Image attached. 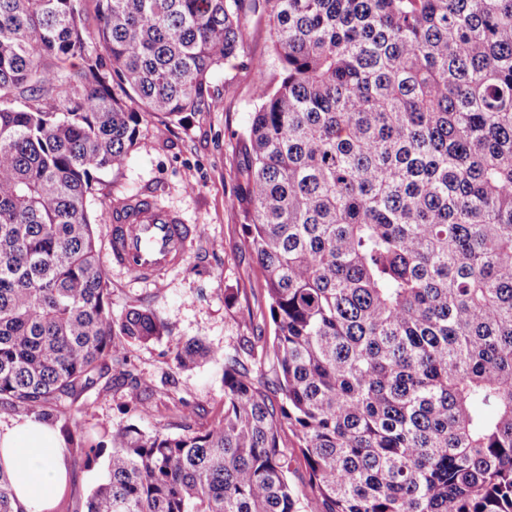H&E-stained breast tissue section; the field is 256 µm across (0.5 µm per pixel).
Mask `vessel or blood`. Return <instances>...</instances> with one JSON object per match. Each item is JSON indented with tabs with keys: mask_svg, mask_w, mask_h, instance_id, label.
Instances as JSON below:
<instances>
[{
	"mask_svg": "<svg viewBox=\"0 0 512 512\" xmlns=\"http://www.w3.org/2000/svg\"><path fill=\"white\" fill-rule=\"evenodd\" d=\"M110 257L129 274L161 282L184 257L199 227L183 223L174 212L148 197L130 199L127 210L111 212L108 224Z\"/></svg>",
	"mask_w": 512,
	"mask_h": 512,
	"instance_id": "obj_1",
	"label": "vessel or blood"
}]
</instances>
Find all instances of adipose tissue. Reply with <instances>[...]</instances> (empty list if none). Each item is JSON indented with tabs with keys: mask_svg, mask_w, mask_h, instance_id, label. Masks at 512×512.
<instances>
[{
	"mask_svg": "<svg viewBox=\"0 0 512 512\" xmlns=\"http://www.w3.org/2000/svg\"><path fill=\"white\" fill-rule=\"evenodd\" d=\"M59 430L31 418L0 422V465L11 476L16 512H45L49 492L66 479Z\"/></svg>",
	"mask_w": 512,
	"mask_h": 512,
	"instance_id": "obj_1",
	"label": "adipose tissue"
}]
</instances>
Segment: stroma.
Listing matches in <instances>:
<instances>
[{"label": "stroma", "instance_id": "obj_1", "mask_svg": "<svg viewBox=\"0 0 512 512\" xmlns=\"http://www.w3.org/2000/svg\"><path fill=\"white\" fill-rule=\"evenodd\" d=\"M256 74L230 61L210 82L220 98L211 112H195L171 123L157 117L142 124L125 166L105 175L102 191L87 204L95 225L99 258L109 271L113 316L142 302L164 323L161 338L131 346L129 368L138 386L115 380L99 384L80 401L75 415L79 433L98 442L104 432L137 425L172 436L185 433L179 401L216 413L224 407V357L242 351L245 338L273 337L270 321L248 322V311L268 307L256 256L242 230V216L227 201L245 182L240 137L254 108ZM147 196L175 212L184 223L199 225L184 259L171 268L162 286L138 280L112 264L106 221L113 199ZM190 340L202 341L210 355L194 370L182 371L175 355ZM154 392L156 411L141 417L140 388Z\"/></svg>", "mask_w": 512, "mask_h": 512}]
</instances>
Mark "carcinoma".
<instances>
[{"label": "carcinoma", "mask_w": 512, "mask_h": 512, "mask_svg": "<svg viewBox=\"0 0 512 512\" xmlns=\"http://www.w3.org/2000/svg\"><path fill=\"white\" fill-rule=\"evenodd\" d=\"M86 2L0 0V406L59 429L67 469L106 461L47 512H512V0H93V33ZM229 59L261 86L232 207L273 377L229 354L207 425L89 445L79 400L165 325L112 317L88 199L144 119L216 107ZM245 38L252 57L263 59L266 63V75L269 77L278 72V62L271 53L270 41L264 23L249 16L245 23ZM283 439L288 446V448H285L288 450V455L293 454L296 459V462H294L293 471L289 475V480L292 486L301 496L302 500H304V496L311 493V486L309 484L308 474L304 467L302 456L298 448H292L295 438L292 436L290 431H285L283 434ZM104 475L105 465L102 458L90 467H84L82 464L76 466L73 475L75 496L84 501Z\"/></svg>", "instance_id": "carcinoma-1"}]
</instances>
